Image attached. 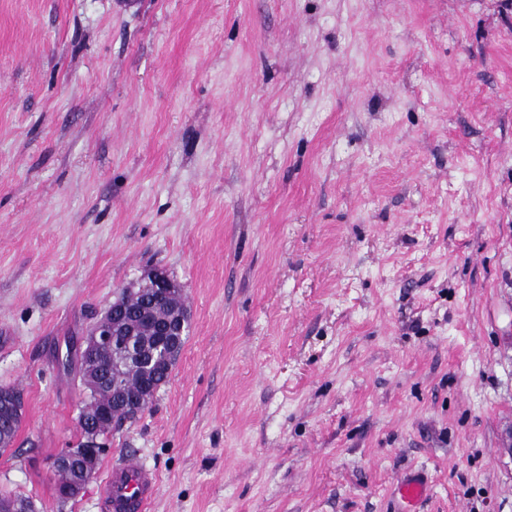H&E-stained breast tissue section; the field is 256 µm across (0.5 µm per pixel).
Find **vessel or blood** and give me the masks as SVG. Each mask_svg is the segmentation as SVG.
<instances>
[{"mask_svg":"<svg viewBox=\"0 0 512 512\" xmlns=\"http://www.w3.org/2000/svg\"><path fill=\"white\" fill-rule=\"evenodd\" d=\"M157 491L156 473L129 459L109 470L104 485L103 508L105 512H147ZM426 491V482L417 474L403 478L398 485L399 496L409 507L419 502Z\"/></svg>","mask_w":512,"mask_h":512,"instance_id":"1","label":"vessel or blood"}]
</instances>
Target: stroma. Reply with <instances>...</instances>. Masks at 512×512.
Instances as JSON below:
<instances>
[{"instance_id":"stroma-1","label":"stroma","mask_w":512,"mask_h":512,"mask_svg":"<svg viewBox=\"0 0 512 512\" xmlns=\"http://www.w3.org/2000/svg\"><path fill=\"white\" fill-rule=\"evenodd\" d=\"M161 269L190 326L83 492L57 355ZM0 491L103 512H512V0H0ZM15 391L14 389H12ZM19 395V400L16 406L17 409H21L20 417H3L2 407L0 405V452H4L15 442L17 432L19 430L21 420L23 417V405L22 395L15 391ZM157 491L156 473L143 468L139 462L127 459L113 466L107 474L103 508L107 512H144ZM427 484L419 474L403 478L398 485V493L406 504V512H411L413 506L425 496Z\"/></svg>"}]
</instances>
